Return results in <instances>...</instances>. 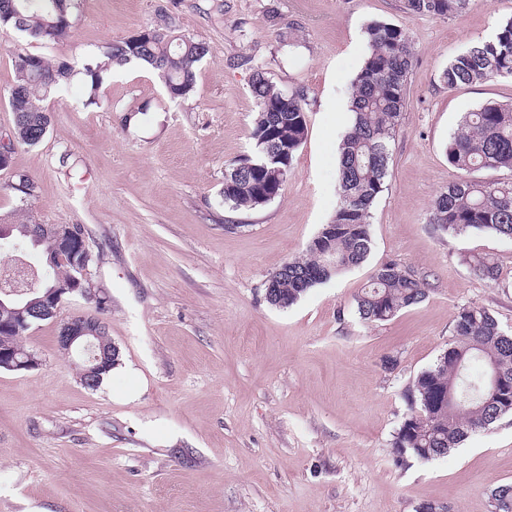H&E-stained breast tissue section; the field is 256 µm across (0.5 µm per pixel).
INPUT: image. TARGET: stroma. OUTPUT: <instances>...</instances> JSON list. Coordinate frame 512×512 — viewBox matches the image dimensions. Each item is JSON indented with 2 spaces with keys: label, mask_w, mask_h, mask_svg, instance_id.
Instances as JSON below:
<instances>
[{
  "label": "stroma",
  "mask_w": 512,
  "mask_h": 512,
  "mask_svg": "<svg viewBox=\"0 0 512 512\" xmlns=\"http://www.w3.org/2000/svg\"><path fill=\"white\" fill-rule=\"evenodd\" d=\"M166 16L210 48L188 101L127 63L87 108L74 78L46 101L44 141L0 170V214L80 226L106 299L101 310L68 299L22 337L40 366L0 370V512H415L424 501L490 512L491 490L512 484V414L430 461L396 463L392 440L404 390L447 349L460 307H485L512 331V239L448 236L428 222L457 177L444 145L461 115L512 103L510 78L451 90L440 75L512 18V0H471L449 18L408 13L402 0H78L60 42L0 29V132L13 126L14 50L80 62ZM373 20L404 28L415 55L371 252L272 307L268 278L304 256L336 211L338 150ZM256 64L305 90L308 131L280 196L232 212L220 190L253 151ZM21 174L34 196L10 191ZM474 254L495 257L498 283L466 264ZM390 262L428 294L363 323L355 298ZM80 314L101 318L119 350L95 390L57 347L60 322Z\"/></svg>",
  "instance_id": "stroma-1"
}]
</instances>
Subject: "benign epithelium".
Segmentation results:
<instances>
[{
    "mask_svg": "<svg viewBox=\"0 0 512 512\" xmlns=\"http://www.w3.org/2000/svg\"><path fill=\"white\" fill-rule=\"evenodd\" d=\"M45 235L55 238L59 251L79 258L80 263L75 266L77 275L67 288L48 286L44 290L28 289V296L17 300L16 319L0 322V331H17L22 326L29 327L33 319L56 315L66 297L75 293L86 295V292L80 289L81 281L88 279L89 274V267L84 261V258L90 256L86 240L76 234L73 227L68 224L31 225L30 236L34 244H39ZM104 330L103 321L97 317H73L61 324L57 336L58 347L67 357L74 360V364L83 366L86 374L94 375L100 371L102 364L98 363L99 357L92 355V351L96 345V338L103 334ZM39 365L40 360L37 356L26 350L0 352V368L29 371Z\"/></svg>",
    "mask_w": 512,
    "mask_h": 512,
    "instance_id": "obj_1",
    "label": "benign epithelium"
}]
</instances>
